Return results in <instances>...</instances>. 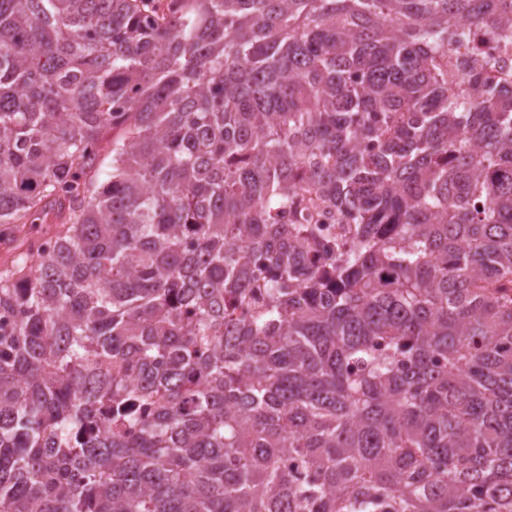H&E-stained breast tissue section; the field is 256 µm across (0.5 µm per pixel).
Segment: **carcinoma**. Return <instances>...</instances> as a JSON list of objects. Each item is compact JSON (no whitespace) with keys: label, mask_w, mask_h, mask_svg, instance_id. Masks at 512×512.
Here are the masks:
<instances>
[{"label":"carcinoma","mask_w":512,"mask_h":512,"mask_svg":"<svg viewBox=\"0 0 512 512\" xmlns=\"http://www.w3.org/2000/svg\"><path fill=\"white\" fill-rule=\"evenodd\" d=\"M508 43L512 0H0V242L60 225L0 273V512H512Z\"/></svg>","instance_id":"obj_1"}]
</instances>
